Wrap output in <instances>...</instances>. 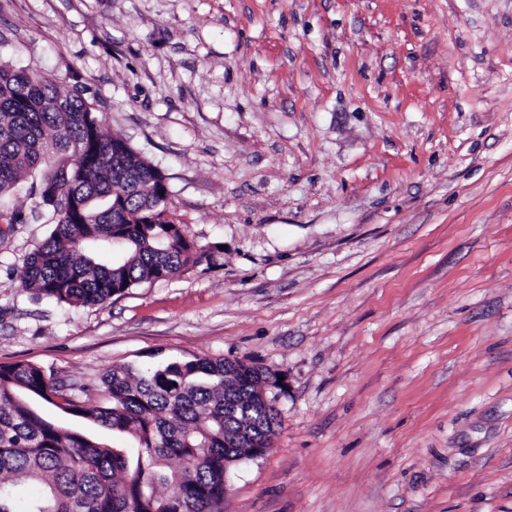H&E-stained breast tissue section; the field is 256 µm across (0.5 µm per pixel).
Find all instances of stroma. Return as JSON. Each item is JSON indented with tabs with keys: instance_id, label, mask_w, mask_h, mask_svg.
<instances>
[{
	"instance_id": "obj_1",
	"label": "stroma",
	"mask_w": 512,
	"mask_h": 512,
	"mask_svg": "<svg viewBox=\"0 0 512 512\" xmlns=\"http://www.w3.org/2000/svg\"><path fill=\"white\" fill-rule=\"evenodd\" d=\"M79 89L211 263L35 298L0 220V364L283 374L224 512H512V0H0V64Z\"/></svg>"
}]
</instances>
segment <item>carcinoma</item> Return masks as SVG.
<instances>
[{"mask_svg":"<svg viewBox=\"0 0 512 512\" xmlns=\"http://www.w3.org/2000/svg\"><path fill=\"white\" fill-rule=\"evenodd\" d=\"M25 177L39 198L32 219L52 225L20 271L39 297L99 306L212 260L157 203L161 171L106 134L81 93L0 65V198ZM268 378L261 366L195 358L141 372L114 365L98 388L1 364L0 512H224L225 462L270 447L281 422L273 389L269 404L254 399ZM97 390L103 402L87 403ZM40 401L131 446L46 417Z\"/></svg>","mask_w":512,"mask_h":512,"instance_id":"obj_1","label":"carcinoma"}]
</instances>
